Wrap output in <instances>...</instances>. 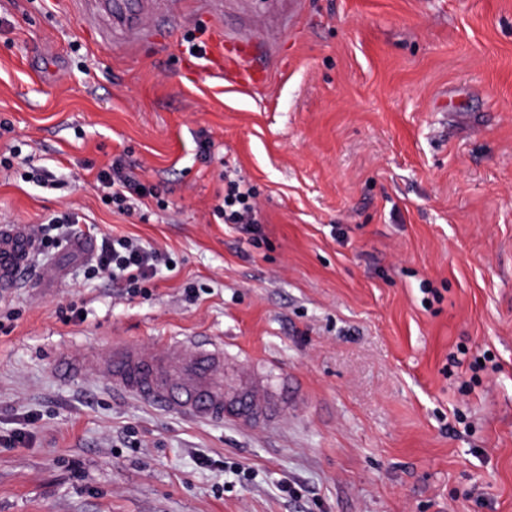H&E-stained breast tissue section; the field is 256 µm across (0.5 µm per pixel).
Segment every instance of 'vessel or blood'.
I'll use <instances>...</instances> for the list:
<instances>
[{"mask_svg": "<svg viewBox=\"0 0 512 512\" xmlns=\"http://www.w3.org/2000/svg\"><path fill=\"white\" fill-rule=\"evenodd\" d=\"M180 4L181 0H88L94 18L107 21L110 31L127 39L149 34L160 16ZM263 52L262 42L249 41L248 53L256 65L244 70L218 31L205 40L202 60L208 71L235 79L237 86L246 88L261 82ZM37 249L29 225H0V294L10 295L18 287ZM54 371L67 380L96 372L112 388L145 404L201 422L264 428L279 418L269 385L225 374L220 339L176 336L152 351L130 339L116 340L107 349L94 348L79 357L59 355Z\"/></svg>", "mask_w": 512, "mask_h": 512, "instance_id": "1", "label": "vessel or blood"}]
</instances>
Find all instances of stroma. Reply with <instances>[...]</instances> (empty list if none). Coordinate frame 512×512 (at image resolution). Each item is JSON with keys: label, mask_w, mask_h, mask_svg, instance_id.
Here are the masks:
<instances>
[{"label": "stroma", "mask_w": 512, "mask_h": 512, "mask_svg": "<svg viewBox=\"0 0 512 512\" xmlns=\"http://www.w3.org/2000/svg\"><path fill=\"white\" fill-rule=\"evenodd\" d=\"M184 2L108 46L78 0H0V224L71 210L172 259L147 301L65 247L62 280L36 266L0 296V432L38 417L0 447V512H512V0ZM261 19L264 85L186 50ZM119 155L168 208L102 203ZM228 165L257 189L260 245L213 213ZM70 302L85 320L60 319ZM171 336L223 337L228 372L259 364L306 400L246 431L51 367Z\"/></svg>", "instance_id": "stroma-1"}]
</instances>
